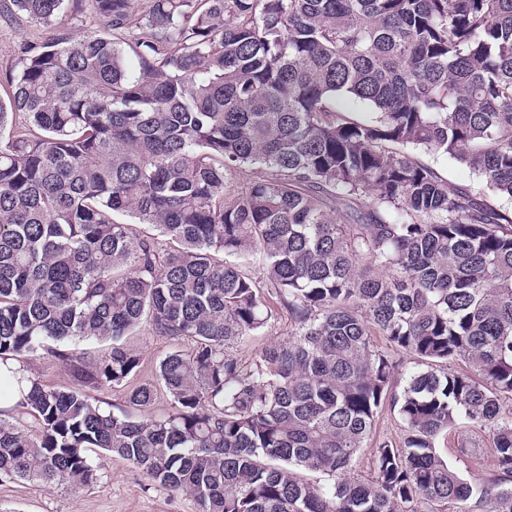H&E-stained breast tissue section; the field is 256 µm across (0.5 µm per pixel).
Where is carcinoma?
Listing matches in <instances>:
<instances>
[{"label":"carcinoma","mask_w":512,"mask_h":512,"mask_svg":"<svg viewBox=\"0 0 512 512\" xmlns=\"http://www.w3.org/2000/svg\"><path fill=\"white\" fill-rule=\"evenodd\" d=\"M12 2L52 35L0 98V477L89 486L101 453L199 512H512V211L488 198L512 197V0ZM269 297L288 332L232 355ZM144 324L194 346L140 420L155 387L88 391L140 369ZM42 351L77 387L42 384ZM386 406L401 441L355 478ZM461 427L491 468L437 452ZM424 159L434 166L449 182L462 186H472L474 184L472 174L467 169L448 160L447 157L430 154L424 156ZM463 432V433H462ZM461 434H465L463 430H452L448 432L447 438H441L439 441V448L438 451L440 455L448 461L451 465L455 466L465 474H467L466 466H471V468H481V465L477 461H472L467 463V461L459 458L456 446H457V439L460 438ZM372 442V443H370ZM367 447L361 448L351 463V473L360 479H371L373 476V441Z\"/></svg>","instance_id":"cac0c4a2"}]
</instances>
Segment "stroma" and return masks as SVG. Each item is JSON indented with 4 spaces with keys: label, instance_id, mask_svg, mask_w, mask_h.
<instances>
[{
    "label": "stroma",
    "instance_id": "stroma-1",
    "mask_svg": "<svg viewBox=\"0 0 512 512\" xmlns=\"http://www.w3.org/2000/svg\"><path fill=\"white\" fill-rule=\"evenodd\" d=\"M11 0H0V77L6 70H20L19 46L38 45L47 39L45 28L10 14ZM129 345L143 357V364L127 387L98 392V399L125 406L128 387L156 381L155 365L173 346L169 341L140 330ZM101 476L88 487L68 484L36 485L0 478V512H197L194 502L152 485L147 476L126 461L111 456L100 459Z\"/></svg>",
    "mask_w": 512,
    "mask_h": 512
}]
</instances>
